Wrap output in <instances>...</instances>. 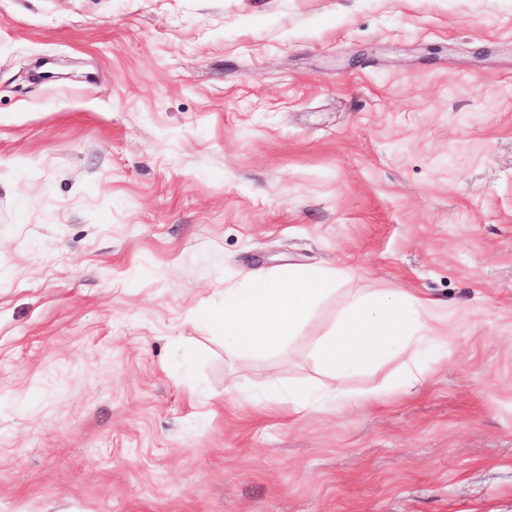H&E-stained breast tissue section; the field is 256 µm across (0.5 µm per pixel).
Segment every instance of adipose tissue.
<instances>
[{
    "mask_svg": "<svg viewBox=\"0 0 512 512\" xmlns=\"http://www.w3.org/2000/svg\"><path fill=\"white\" fill-rule=\"evenodd\" d=\"M353 275V269L336 267L285 276L250 273L243 286L225 289L224 304L214 311L211 322L223 332L228 350L272 354L301 343L309 316ZM434 320L432 301L403 292L351 295L333 327L312 346L324 384L314 390L301 386L276 390L268 401L294 412L324 400L342 409L361 407L371 401V394H341L336 378L355 367L374 366L390 353H419L432 342Z\"/></svg>",
    "mask_w": 512,
    "mask_h": 512,
    "instance_id": "1",
    "label": "adipose tissue"
}]
</instances>
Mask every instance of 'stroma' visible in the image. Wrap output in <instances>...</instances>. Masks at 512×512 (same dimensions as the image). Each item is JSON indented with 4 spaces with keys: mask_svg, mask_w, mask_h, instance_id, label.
I'll use <instances>...</instances> for the list:
<instances>
[{
    "mask_svg": "<svg viewBox=\"0 0 512 512\" xmlns=\"http://www.w3.org/2000/svg\"><path fill=\"white\" fill-rule=\"evenodd\" d=\"M291 266L436 347L268 406L203 314ZM0 512H512V0H0Z\"/></svg>",
    "mask_w": 512,
    "mask_h": 512,
    "instance_id": "stroma-1",
    "label": "stroma"
}]
</instances>
